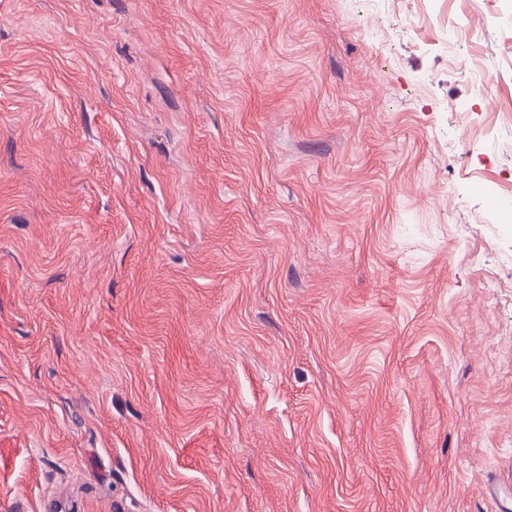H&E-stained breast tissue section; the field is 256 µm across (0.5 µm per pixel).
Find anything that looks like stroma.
<instances>
[{
    "label": "stroma",
    "mask_w": 512,
    "mask_h": 512,
    "mask_svg": "<svg viewBox=\"0 0 512 512\" xmlns=\"http://www.w3.org/2000/svg\"><path fill=\"white\" fill-rule=\"evenodd\" d=\"M402 0H0V512H502L512 152ZM496 498L486 497L487 483Z\"/></svg>",
    "instance_id": "35a3bbf8"
}]
</instances>
